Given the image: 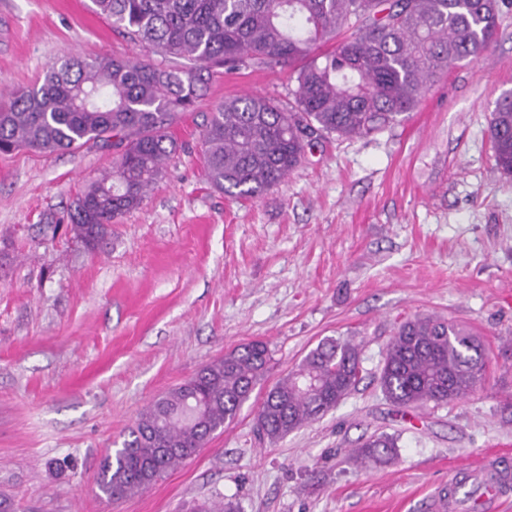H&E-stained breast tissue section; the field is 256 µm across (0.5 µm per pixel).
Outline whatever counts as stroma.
Returning a JSON list of instances; mask_svg holds the SVG:
<instances>
[{
	"instance_id": "1",
	"label": "stroma",
	"mask_w": 512,
	"mask_h": 512,
	"mask_svg": "<svg viewBox=\"0 0 512 512\" xmlns=\"http://www.w3.org/2000/svg\"><path fill=\"white\" fill-rule=\"evenodd\" d=\"M150 58L91 0H0V106L67 55ZM288 69L217 74L173 126L177 151L143 204L88 250L68 233L76 194L112 149L0 154V494L12 512H428L436 488L491 451L512 456V176L495 166L494 101L512 91V13L490 50L457 63L392 127L320 139L288 178L237 202L207 184L215 104H288ZM464 326L484 382L444 405L401 409L377 377L396 327ZM352 336L364 378L335 409L273 444L254 431L267 386L319 341ZM259 340L273 361L237 420L191 461L119 501L100 459L157 396ZM399 439L360 467L365 439Z\"/></svg>"
}]
</instances>
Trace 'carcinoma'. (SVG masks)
<instances>
[{
	"label": "carcinoma",
	"instance_id": "carcinoma-1",
	"mask_svg": "<svg viewBox=\"0 0 512 512\" xmlns=\"http://www.w3.org/2000/svg\"><path fill=\"white\" fill-rule=\"evenodd\" d=\"M129 41L160 56H65L40 84L11 92L0 107V152L109 147L112 171L86 186L69 212L70 232L95 250L108 224L139 208L177 149L170 128L189 112L216 70L299 63L294 104L234 96L210 112L202 133L210 187L236 200L283 182L320 137H367L414 111L426 91L493 41L512 0H92ZM174 59L184 60L170 66ZM489 134L497 169L512 175V94L496 100ZM272 356L252 341L203 365L149 403L121 447L99 462L96 484L110 500L135 495L193 458L233 423ZM482 344L441 318L399 324L379 384L401 407L460 399L481 385ZM359 344L327 339L273 385L256 415L274 443L335 408L359 384ZM393 435L353 450L361 464L397 456Z\"/></svg>",
	"mask_w": 512,
	"mask_h": 512
}]
</instances>
